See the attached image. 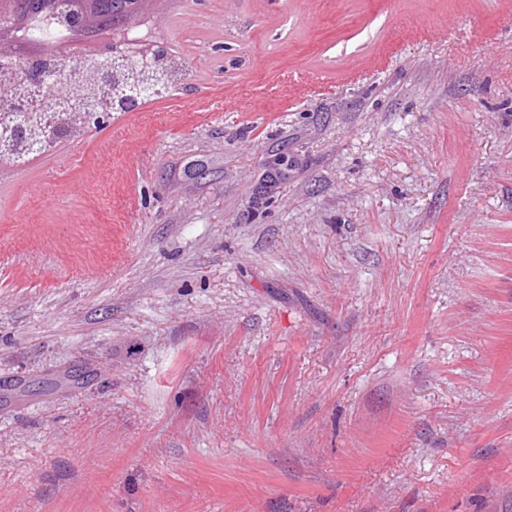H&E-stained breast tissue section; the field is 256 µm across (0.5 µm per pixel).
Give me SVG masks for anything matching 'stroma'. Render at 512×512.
Segmentation results:
<instances>
[{
  "label": "stroma",
  "instance_id": "1",
  "mask_svg": "<svg viewBox=\"0 0 512 512\" xmlns=\"http://www.w3.org/2000/svg\"><path fill=\"white\" fill-rule=\"evenodd\" d=\"M147 14L175 90L0 165V512H512V0ZM90 376V371L87 370H66L59 375L58 379H48L43 381V388L46 392L53 391L62 386H67L68 388H81L83 387L82 385L87 383V379Z\"/></svg>",
  "mask_w": 512,
  "mask_h": 512
}]
</instances>
